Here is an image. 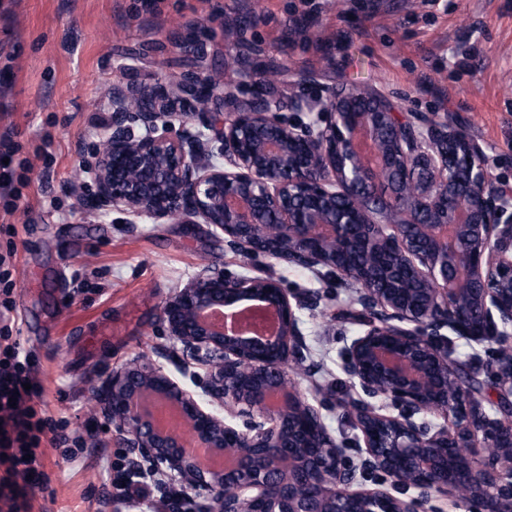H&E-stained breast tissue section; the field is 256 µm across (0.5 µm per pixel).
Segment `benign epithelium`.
<instances>
[{"label": "benign epithelium", "instance_id": "obj_1", "mask_svg": "<svg viewBox=\"0 0 512 512\" xmlns=\"http://www.w3.org/2000/svg\"><path fill=\"white\" fill-rule=\"evenodd\" d=\"M224 87L195 73L176 90L161 84L112 87V122L101 153L85 167L88 204L171 224H207L249 254L340 273L351 263L372 317L342 351L364 399L340 400L354 420L381 422L380 442L363 427L361 474L380 487L356 489L345 448L319 411L286 378L301 353L296 309L272 277L226 275L211 267L161 306L169 339L204 371L197 395L151 359L112 371L94 406L130 448L131 470L176 485L187 512H434L436 494L471 512H512V189L494 185L482 145L429 116L404 121L388 99L331 88L296 103L307 120L285 121L277 101L256 94L209 123V140L187 128ZM184 126L173 139L168 131ZM415 269L418 302L377 281ZM260 301L281 332L272 342L225 335L200 319L209 308ZM496 345L498 413L464 384L455 340ZM174 403L178 432L162 430L149 399ZM436 415L443 424L424 420ZM228 457L202 466L187 442Z\"/></svg>", "mask_w": 512, "mask_h": 512}]
</instances>
